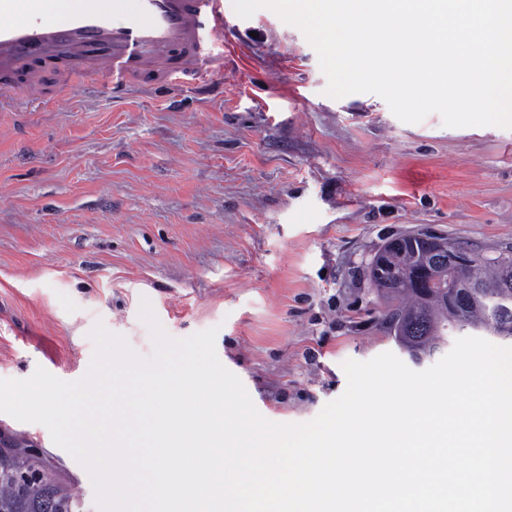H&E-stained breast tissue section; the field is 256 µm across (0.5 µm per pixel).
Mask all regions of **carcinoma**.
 <instances>
[{
	"instance_id": "obj_1",
	"label": "carcinoma",
	"mask_w": 512,
	"mask_h": 512,
	"mask_svg": "<svg viewBox=\"0 0 512 512\" xmlns=\"http://www.w3.org/2000/svg\"><path fill=\"white\" fill-rule=\"evenodd\" d=\"M433 248L404 245L392 252L390 262L398 269L414 268L448 251V238L432 234ZM512 268V246H500L478 254L474 264L453 268L444 280L421 291L404 281L387 284L368 264V277L379 297L389 302L385 327L389 335L410 350L436 347L451 331L485 329L490 323L486 297L501 295L512 302V285L504 288V269ZM471 287L463 307L449 303L453 287ZM43 470L45 479L22 484L16 475ZM0 512H79L77 496L62 486L56 475L42 468L30 449L13 441L0 446Z\"/></svg>"
}]
</instances>
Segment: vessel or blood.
<instances>
[{"label": "vessel or blood", "instance_id": "b4317fda", "mask_svg": "<svg viewBox=\"0 0 512 512\" xmlns=\"http://www.w3.org/2000/svg\"><path fill=\"white\" fill-rule=\"evenodd\" d=\"M44 4L0 0L1 103L36 89L48 60L66 82L97 79L115 100L141 87L178 91L224 70V0H73L59 23L44 20Z\"/></svg>", "mask_w": 512, "mask_h": 512}]
</instances>
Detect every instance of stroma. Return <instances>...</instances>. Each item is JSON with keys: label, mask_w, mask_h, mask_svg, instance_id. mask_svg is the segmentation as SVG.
I'll list each match as a JSON object with an SVG mask.
<instances>
[{"label": "stroma", "mask_w": 512, "mask_h": 512, "mask_svg": "<svg viewBox=\"0 0 512 512\" xmlns=\"http://www.w3.org/2000/svg\"><path fill=\"white\" fill-rule=\"evenodd\" d=\"M57 107L0 112V380L87 372L103 325L154 351L217 328L216 352L257 410L312 420L345 360L397 345L368 263L391 237L512 245V129L398 120L378 95H325L317 53L262 8L224 2V71L178 95L112 101L83 81ZM98 512L88 471L48 429L0 413Z\"/></svg>", "instance_id": "stroma-1"}]
</instances>
